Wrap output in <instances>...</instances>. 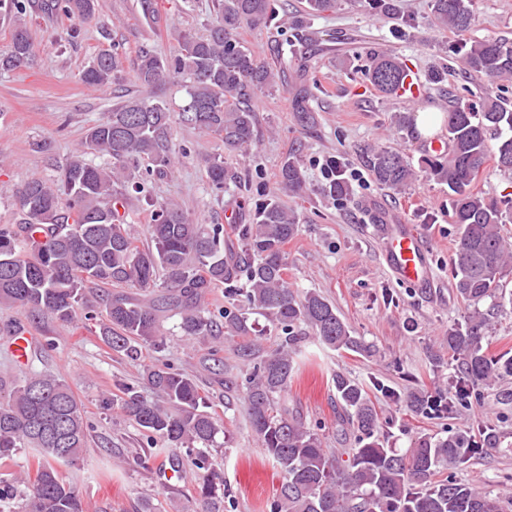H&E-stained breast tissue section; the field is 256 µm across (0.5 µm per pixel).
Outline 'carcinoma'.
<instances>
[{
  "label": "carcinoma",
  "instance_id": "obj_1",
  "mask_svg": "<svg viewBox=\"0 0 512 512\" xmlns=\"http://www.w3.org/2000/svg\"><path fill=\"white\" fill-rule=\"evenodd\" d=\"M472 5L473 0H433L435 25L468 29L474 21ZM96 6L97 0H42L40 8L49 16L62 14L84 23L96 18ZM0 9L14 17L0 70L27 67L35 51L30 28L21 19L26 0H0ZM277 19V0H217L207 36L177 31L178 48L167 55L148 46L139 49L136 81L147 87L182 82V112L175 117L163 103L128 99L87 128L84 149L69 156L55 178L33 179L16 192L18 222L0 225V306L21 307L35 321L51 317L70 322L79 308L88 307L87 294L95 285L160 289L144 298L103 296L102 335L113 350L126 353L140 345L162 346L159 322L168 312L179 316L182 334L191 339L247 336L252 330L249 314L257 311L281 330L282 339L273 348L239 346L236 356L252 370L241 381L226 384L241 392L259 447L283 475L270 512H504L491 493L443 476L448 463L464 467L491 444L493 435L487 430L479 439L459 430L446 437H418L403 451L387 448L380 440L384 423L367 393L338 374L333 379L336 395L357 444L341 462L323 448L313 427L288 411L286 394L299 369L296 357L304 337L337 351L370 352L324 296L298 295L290 288L285 245L299 232L294 211L266 189H255L250 198L254 222L234 225L230 244L223 225L198 224L174 203L155 204L146 190L148 178L169 169L176 155L190 156L172 141L175 118L218 136L229 152L253 143L256 123L249 103L274 89L281 77L244 47L237 33L245 25L268 27ZM462 61L470 73L507 81L512 78V42L474 41ZM122 73L114 47L94 57L82 80L105 87L120 82ZM406 77L405 63L392 56L375 57L368 70L370 82L386 94L398 92ZM311 96L305 82L292 88L293 110L304 124L314 122ZM444 126L448 152L433 156L424 173L455 195L458 240L449 266L456 291L471 310L448 325V354L460 374L453 391L407 395V404L427 415L466 407L479 396V385L512 375V357L491 356L483 348L489 318L479 308L496 298L512 258L500 234L507 214L469 190L490 159L497 168L512 171V109L506 99L487 93L475 108L448 106ZM490 134L497 139L494 149ZM89 153L103 161L87 159ZM363 162L377 184L392 191H404L417 178L408 160L386 149L365 150ZM203 163L216 191L242 181L219 157ZM329 168L325 192L337 201L349 199L352 187L345 171L334 159ZM278 184L290 194L306 193L299 156L282 164ZM131 192L152 208L147 247L119 216L117 205L125 204ZM220 286L230 303L215 319L205 297ZM145 380L160 401L144 400L135 387L126 386L116 404L143 431L149 447L175 458L184 451L190 459L198 498L171 508L216 512L223 479L212 468L208 447L222 426L212 406L193 378L165 365L147 369ZM87 435L75 394L59 378L34 373L0 395V460L12 459L20 448L32 449L35 460L34 475H20L30 483L24 512H85L62 467L83 460Z\"/></svg>",
  "mask_w": 512,
  "mask_h": 512
}]
</instances>
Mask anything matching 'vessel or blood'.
<instances>
[{
    "instance_id": "vessel-or-blood-1",
    "label": "vessel or blood",
    "mask_w": 512,
    "mask_h": 512,
    "mask_svg": "<svg viewBox=\"0 0 512 512\" xmlns=\"http://www.w3.org/2000/svg\"><path fill=\"white\" fill-rule=\"evenodd\" d=\"M369 210L385 234L387 248L383 258L392 275L421 287L428 286L432 280L429 252L414 225L377 205H370Z\"/></svg>"
}]
</instances>
